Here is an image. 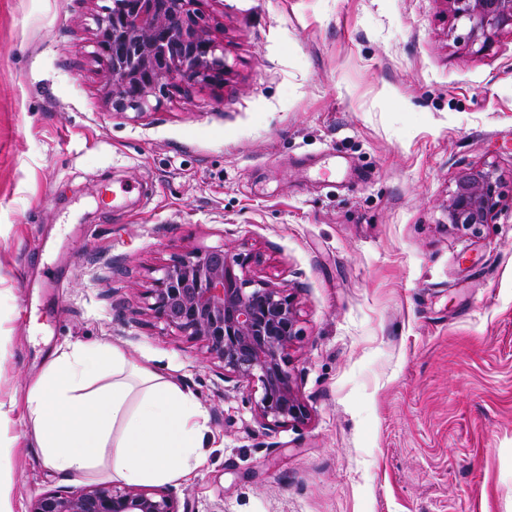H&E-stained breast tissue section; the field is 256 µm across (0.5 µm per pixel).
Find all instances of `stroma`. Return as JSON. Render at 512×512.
Listing matches in <instances>:
<instances>
[{
  "label": "stroma",
  "instance_id": "stroma-1",
  "mask_svg": "<svg viewBox=\"0 0 512 512\" xmlns=\"http://www.w3.org/2000/svg\"><path fill=\"white\" fill-rule=\"evenodd\" d=\"M221 81L113 111L91 0H0V499L107 483L52 472L22 403L60 348L117 347L206 411L189 512H512V31L485 50L445 0H203ZM503 206L448 225L460 172ZM288 288L303 423L161 322L193 251ZM501 179L492 166L472 167L456 180L448 198V224L458 231L476 233L490 224L502 206Z\"/></svg>",
  "mask_w": 512,
  "mask_h": 512
}]
</instances>
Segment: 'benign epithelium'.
<instances>
[{
  "label": "benign epithelium",
  "instance_id": "benign-epithelium-1",
  "mask_svg": "<svg viewBox=\"0 0 512 512\" xmlns=\"http://www.w3.org/2000/svg\"><path fill=\"white\" fill-rule=\"evenodd\" d=\"M202 0H107L96 10L93 43L112 110L151 107V97L180 77L211 84L224 77V43L198 7ZM468 27L466 39L486 48L512 27V0H444ZM492 166L472 167L448 198V224L475 233L502 206ZM249 253L222 247L192 252L164 269L151 289L153 310L168 327L202 343L224 381L259 384L258 422L302 423L307 410L295 390L289 351L299 339L298 309L287 289L253 279ZM30 512H188L171 490L101 484L47 491Z\"/></svg>",
  "mask_w": 512,
  "mask_h": 512
}]
</instances>
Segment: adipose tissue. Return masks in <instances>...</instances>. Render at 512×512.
I'll return each instance as SVG.
<instances>
[{
  "label": "adipose tissue",
  "instance_id": "obj_1",
  "mask_svg": "<svg viewBox=\"0 0 512 512\" xmlns=\"http://www.w3.org/2000/svg\"><path fill=\"white\" fill-rule=\"evenodd\" d=\"M25 408L43 457L64 476L104 462L129 484L179 482L198 464L207 431L191 393L116 348L61 352L33 381Z\"/></svg>",
  "mask_w": 512,
  "mask_h": 512
}]
</instances>
